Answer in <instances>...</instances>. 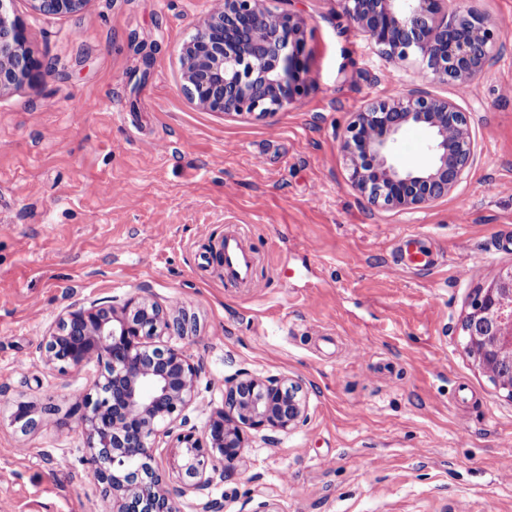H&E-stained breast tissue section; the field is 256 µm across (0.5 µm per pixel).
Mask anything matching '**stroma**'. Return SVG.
<instances>
[{"mask_svg":"<svg viewBox=\"0 0 512 512\" xmlns=\"http://www.w3.org/2000/svg\"><path fill=\"white\" fill-rule=\"evenodd\" d=\"M211 0H90L77 13L13 10L42 68L0 97V512H100L71 409L99 376L59 370L43 344L70 307L135 295L186 314L177 345L199 367L203 427L239 373L302 381L308 418L251 432L211 499L223 512H512V402L464 350L460 320L512 264V0H467L506 42L468 84L431 85L467 112L470 167L447 197L372 206L348 182L339 136L353 112L405 95L420 66L392 64L336 0H272L300 15L310 89L296 108L228 116L180 89V51ZM406 127L396 159L431 161ZM237 230L248 287L218 252ZM425 236L433 264L408 267ZM463 278H455L458 267Z\"/></svg>","mask_w":512,"mask_h":512,"instance_id":"35a3bbf8","label":"stroma"}]
</instances>
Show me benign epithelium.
Wrapping results in <instances>:
<instances>
[{
    "label": "benign epithelium",
    "mask_w": 512,
    "mask_h": 512,
    "mask_svg": "<svg viewBox=\"0 0 512 512\" xmlns=\"http://www.w3.org/2000/svg\"><path fill=\"white\" fill-rule=\"evenodd\" d=\"M0 0V96L38 73L42 64L11 9ZM40 14L83 10L89 0H29ZM267 0H214L183 44L181 90L198 107L224 115L270 116L296 106L309 91L304 20L273 10ZM339 12L391 60L421 59L426 70L407 95L376 101L354 114L340 141L349 181L373 204L410 210L448 195L470 166L474 145L467 113L432 95L429 83L461 85L490 65L505 39L502 26L448 0H336ZM426 127L432 160L423 171L393 160L407 126ZM465 350L497 393L512 401V265L499 268L471 298L461 320ZM187 333L174 307L146 297L119 307L69 308L46 338L60 370L94 361L103 367L75 403L88 462L110 512H175L174 499L205 497L234 469L247 430L288 433L307 420L301 383L242 373L225 383L224 402L202 430L186 411L199 369L168 339ZM8 419L22 430L37 424L31 407L14 403ZM187 481L170 486L153 466L157 437L172 434Z\"/></svg>",
    "instance_id": "obj_1"
}]
</instances>
